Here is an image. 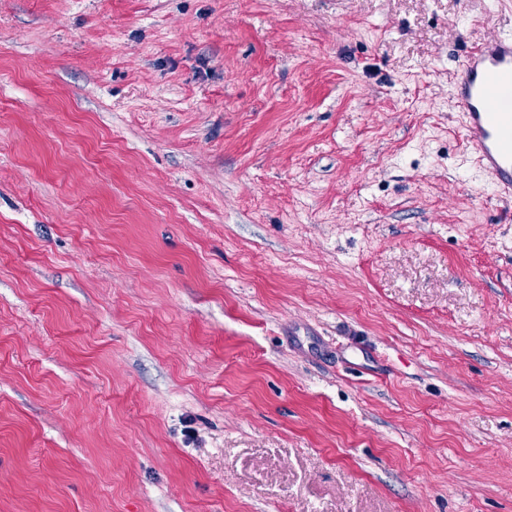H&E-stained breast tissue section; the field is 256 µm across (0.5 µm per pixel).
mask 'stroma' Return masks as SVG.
Here are the masks:
<instances>
[{
	"mask_svg": "<svg viewBox=\"0 0 512 512\" xmlns=\"http://www.w3.org/2000/svg\"><path fill=\"white\" fill-rule=\"evenodd\" d=\"M512 0H0V512H512V195L454 71Z\"/></svg>",
	"mask_w": 512,
	"mask_h": 512,
	"instance_id": "stroma-1",
	"label": "stroma"
}]
</instances>
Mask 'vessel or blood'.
<instances>
[{
	"mask_svg": "<svg viewBox=\"0 0 512 512\" xmlns=\"http://www.w3.org/2000/svg\"><path fill=\"white\" fill-rule=\"evenodd\" d=\"M469 148L500 191L512 193V35L476 45L455 73Z\"/></svg>",
	"mask_w": 512,
	"mask_h": 512,
	"instance_id": "obj_1",
	"label": "vessel or blood"
}]
</instances>
